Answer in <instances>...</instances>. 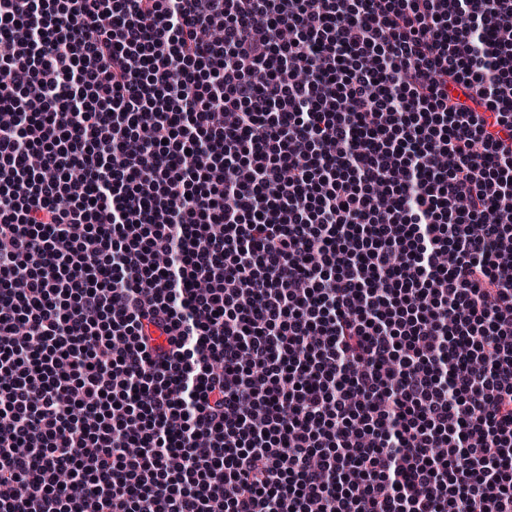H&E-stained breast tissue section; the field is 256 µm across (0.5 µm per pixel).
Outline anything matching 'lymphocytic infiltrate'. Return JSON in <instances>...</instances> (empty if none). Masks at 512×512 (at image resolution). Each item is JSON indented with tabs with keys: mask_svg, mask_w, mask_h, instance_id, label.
Returning a JSON list of instances; mask_svg holds the SVG:
<instances>
[{
	"mask_svg": "<svg viewBox=\"0 0 512 512\" xmlns=\"http://www.w3.org/2000/svg\"><path fill=\"white\" fill-rule=\"evenodd\" d=\"M0 66V512H512V0H0Z\"/></svg>",
	"mask_w": 512,
	"mask_h": 512,
	"instance_id": "lymphocytic-infiltrate-1",
	"label": "lymphocytic infiltrate"
}]
</instances>
